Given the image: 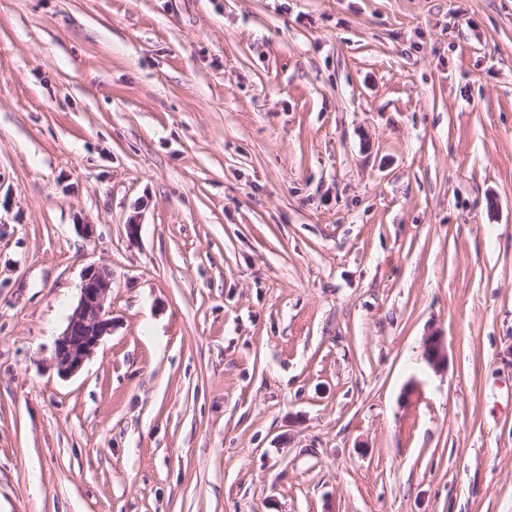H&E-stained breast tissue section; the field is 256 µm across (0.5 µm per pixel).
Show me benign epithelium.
I'll list each match as a JSON object with an SVG mask.
<instances>
[{
    "label": "benign epithelium",
    "instance_id": "obj_1",
    "mask_svg": "<svg viewBox=\"0 0 512 512\" xmlns=\"http://www.w3.org/2000/svg\"><path fill=\"white\" fill-rule=\"evenodd\" d=\"M111 289L112 272L108 268L95 264L85 268L78 303L56 342L54 362L59 373H76L111 331V307L107 305ZM424 358L432 368H439L444 361L442 337H426Z\"/></svg>",
    "mask_w": 512,
    "mask_h": 512
}]
</instances>
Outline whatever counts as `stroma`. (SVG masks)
Returning <instances> with one entry per match:
<instances>
[{"label": "stroma", "mask_w": 512, "mask_h": 512, "mask_svg": "<svg viewBox=\"0 0 512 512\" xmlns=\"http://www.w3.org/2000/svg\"><path fill=\"white\" fill-rule=\"evenodd\" d=\"M0 512H512V0H0ZM111 289L108 268L95 264L85 268L78 303L56 342L54 362L60 374L76 373L111 331L112 311L107 305Z\"/></svg>", "instance_id": "1"}]
</instances>
